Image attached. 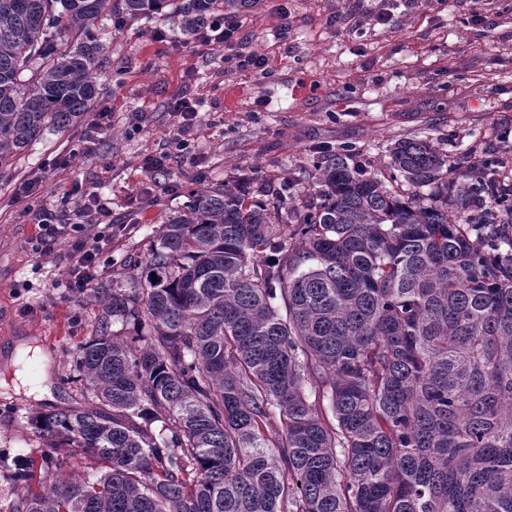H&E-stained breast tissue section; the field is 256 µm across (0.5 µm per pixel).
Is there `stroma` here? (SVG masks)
<instances>
[{
	"label": "stroma",
	"mask_w": 512,
	"mask_h": 512,
	"mask_svg": "<svg viewBox=\"0 0 512 512\" xmlns=\"http://www.w3.org/2000/svg\"><path fill=\"white\" fill-rule=\"evenodd\" d=\"M350 9L351 0H260L241 16L233 49L205 53L164 13L103 23L98 105L111 108V129L93 140L95 117L87 115L66 133L45 132L0 168V501L14 496V472L42 454L33 413L87 404L81 382L64 378L98 330L88 291L62 285L75 235L90 242L99 222L116 227L98 256L97 281L111 285L117 274L129 288L127 257L145 258L149 239L191 190L242 178L265 202L289 173L299 202L326 147L355 146L383 169L395 142L424 139L460 174L495 155L512 183V0H362L353 19ZM381 9L389 25L374 23ZM333 15L340 24H329ZM285 19L292 35L283 42L276 33ZM232 50L267 57V75L236 69ZM181 98L197 108L184 128L173 112ZM158 155L162 168L145 171ZM27 179L38 180L36 193L14 199ZM75 183L82 192L72 197ZM98 199L109 216L95 213ZM45 213L55 216L49 232L39 227ZM21 339L44 353L27 363L23 383L6 359ZM43 375L48 396H28Z\"/></svg>",
	"instance_id": "stroma-1"
}]
</instances>
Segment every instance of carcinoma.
Wrapping results in <instances>:
<instances>
[{"label": "carcinoma", "instance_id": "1", "mask_svg": "<svg viewBox=\"0 0 512 512\" xmlns=\"http://www.w3.org/2000/svg\"><path fill=\"white\" fill-rule=\"evenodd\" d=\"M251 2L0 0V167L92 110L100 22L168 7L193 39ZM391 168L412 191L349 145L299 208L192 190L137 288L90 289L70 373L97 406L31 418L44 476L8 512H512V194L475 207L483 177L427 140ZM75 447L99 470H66Z\"/></svg>", "mask_w": 512, "mask_h": 512}]
</instances>
